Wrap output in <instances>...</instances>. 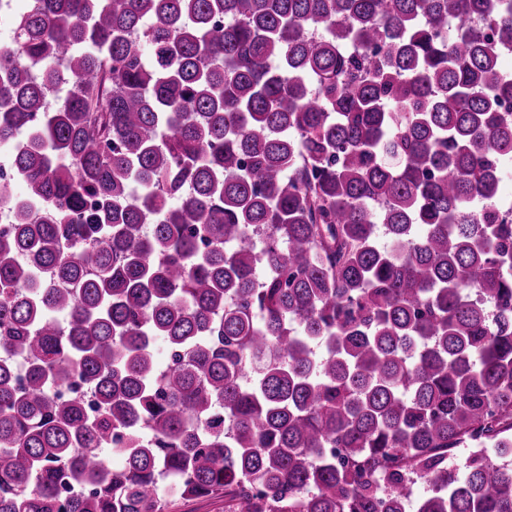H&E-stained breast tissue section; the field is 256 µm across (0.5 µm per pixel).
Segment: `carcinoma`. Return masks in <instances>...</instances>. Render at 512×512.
I'll use <instances>...</instances> for the list:
<instances>
[{"label":"carcinoma","mask_w":512,"mask_h":512,"mask_svg":"<svg viewBox=\"0 0 512 512\" xmlns=\"http://www.w3.org/2000/svg\"><path fill=\"white\" fill-rule=\"evenodd\" d=\"M507 51L512 0H22L0 512H169L163 473L224 512H512Z\"/></svg>","instance_id":"carcinoma-1"}]
</instances>
